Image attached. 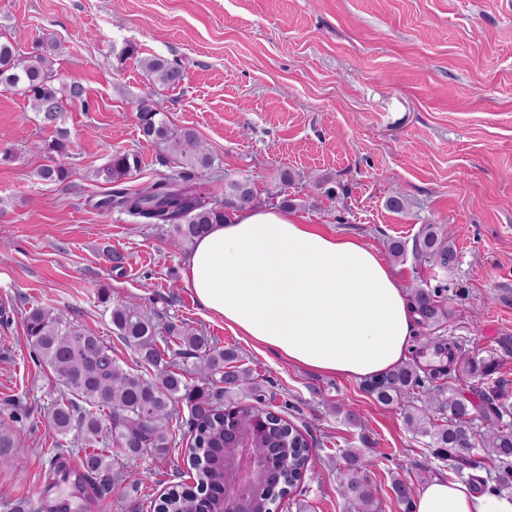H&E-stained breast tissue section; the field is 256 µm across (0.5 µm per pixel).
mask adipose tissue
I'll return each mask as SVG.
<instances>
[{
    "label": "adipose tissue",
    "instance_id": "ef3b65f1",
    "mask_svg": "<svg viewBox=\"0 0 512 512\" xmlns=\"http://www.w3.org/2000/svg\"><path fill=\"white\" fill-rule=\"evenodd\" d=\"M184 278L202 308L293 366L364 380L407 358L415 315L383 255L287 211L254 208L212 225ZM413 512H512V493L436 477Z\"/></svg>",
    "mask_w": 512,
    "mask_h": 512
}]
</instances>
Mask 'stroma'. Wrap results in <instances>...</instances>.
Masks as SVG:
<instances>
[{"mask_svg": "<svg viewBox=\"0 0 512 512\" xmlns=\"http://www.w3.org/2000/svg\"><path fill=\"white\" fill-rule=\"evenodd\" d=\"M1 34L25 46L58 42L53 68L84 86L87 103L65 115L68 176L50 183L37 171L53 128L0 87V149L14 152L0 162V401L27 413L23 452L0 465V512L44 497L60 451L46 414L62 390L27 339L29 309L77 319L120 365L137 366L112 331L103 288L236 348L275 409L313 439L314 465L287 512H342L346 448L366 462L382 512H405L393 479H452L450 463L404 422L421 389L385 405L368 380L299 369L257 348L196 302L183 276L188 250L170 246L169 225L96 208L105 186L92 172L119 149L140 159L129 188L168 173L135 116L149 94L213 156L197 173L201 192L216 178L246 177L259 206L294 199L299 221L384 252L412 244L422 225H447L448 266L410 254L391 263L405 288L435 293L445 311L434 329L416 325L407 360L430 371L426 335L453 342L460 357L495 360L492 378L512 405V0H0ZM151 55L178 61L182 84L149 81L141 61ZM284 168L297 175L287 186ZM393 197L403 211L388 208ZM182 464L177 447L139 460L138 491L121 482L89 490L86 512H154Z\"/></svg>", "mask_w": 512, "mask_h": 512, "instance_id": "35a3bbf8", "label": "stroma"}]
</instances>
